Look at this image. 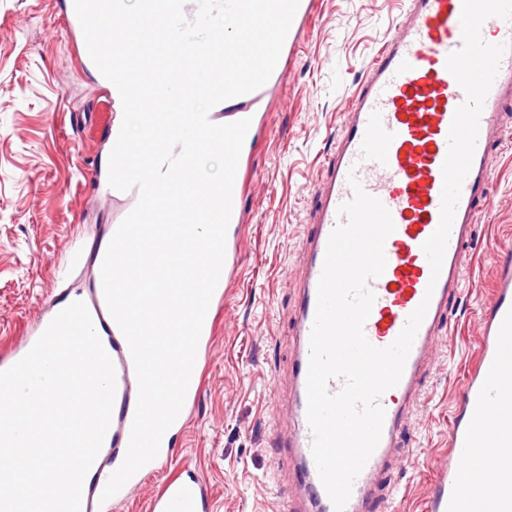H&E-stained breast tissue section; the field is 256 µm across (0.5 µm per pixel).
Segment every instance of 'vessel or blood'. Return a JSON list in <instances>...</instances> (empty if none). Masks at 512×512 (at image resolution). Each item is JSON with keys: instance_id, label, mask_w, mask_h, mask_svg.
Wrapping results in <instances>:
<instances>
[{"instance_id": "b4317fda", "label": "vessel or blood", "mask_w": 512, "mask_h": 512, "mask_svg": "<svg viewBox=\"0 0 512 512\" xmlns=\"http://www.w3.org/2000/svg\"><path fill=\"white\" fill-rule=\"evenodd\" d=\"M314 0H300L284 41L296 46ZM462 0H404L394 33L378 50L354 94L335 152L326 163V178L318 188L308 232L299 256V302L291 339L294 364L290 374L292 414L288 445L294 451L298 482L305 490L298 505L282 512H335L312 455L307 420V375L310 334L317 307V288L329 237L340 221L338 209L349 200V174L388 209L394 223L386 238V266L369 283L375 295L364 333L371 345H391L420 303L426 315L415 335L398 384L379 402L385 410L380 441L355 479L345 512H371L374 491L393 448L402 444L409 415L423 393V370L434 349L448 303L465 284L463 250L478 223L477 204L487 199L492 160L505 139L503 108L512 103V51L503 57L485 99L471 169L465 178L439 275H432L422 249L440 222L442 166L447 136L465 93L447 70L448 55L462 43ZM481 36L491 44L512 42V22L488 18ZM288 57L280 55L271 82L251 93L229 99L236 119H250L246 142H253L266 100L276 80L287 72ZM246 222L244 189H232V213L226 233L225 259L200 335L197 355L207 357L214 342V310L224 305L228 284L241 267L240 241ZM100 340L116 371V392L110 427L83 485L82 512H112L141 486L145 474L161 478L146 503L147 512H211L207 485L186 476L174 463L169 439H162L157 456L134 474L111 498L102 491L114 471L110 457H125L136 409L138 382L128 343L109 313L101 277H94L88 304ZM479 357L460 386L448 427L447 467L434 475L428 512H512V251L498 253L494 295L480 314ZM41 320L34 333L0 351V371L12 367L34 346L48 327ZM202 367L194 365L183 408L173 423L186 428L201 391Z\"/></svg>"}]
</instances>
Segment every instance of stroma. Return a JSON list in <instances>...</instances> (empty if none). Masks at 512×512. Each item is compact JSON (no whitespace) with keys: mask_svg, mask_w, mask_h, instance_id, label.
Instances as JSON below:
<instances>
[{"mask_svg":"<svg viewBox=\"0 0 512 512\" xmlns=\"http://www.w3.org/2000/svg\"><path fill=\"white\" fill-rule=\"evenodd\" d=\"M58 0H0V350L24 336L48 298L87 290L95 241L133 194L95 188L117 115L106 83L62 31ZM401 0H318L245 158L242 267L215 319V341L177 463L207 484L213 512H277L293 489L294 456L279 440L272 397L288 402L297 263L310 203L324 180L352 94ZM493 159L491 193L466 248L464 293L449 303L404 447L376 489V512H424L448 424L478 359L479 311L493 296L495 254L512 248V109Z\"/></svg>","mask_w":512,"mask_h":512,"instance_id":"stroma-1","label":"stroma"}]
</instances>
